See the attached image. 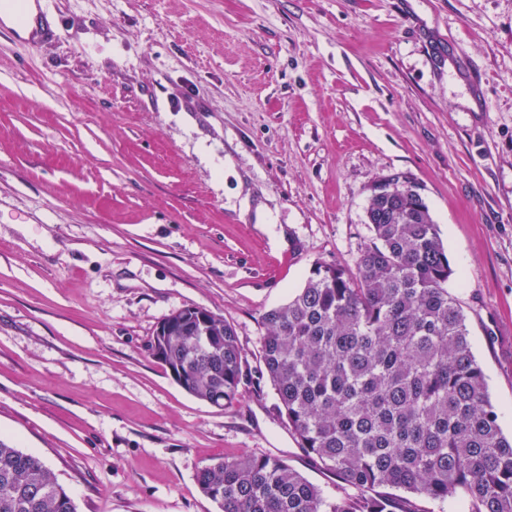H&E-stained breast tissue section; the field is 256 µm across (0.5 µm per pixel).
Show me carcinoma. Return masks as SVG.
I'll return each instance as SVG.
<instances>
[{"instance_id": "carcinoma-1", "label": "carcinoma", "mask_w": 512, "mask_h": 512, "mask_svg": "<svg viewBox=\"0 0 512 512\" xmlns=\"http://www.w3.org/2000/svg\"><path fill=\"white\" fill-rule=\"evenodd\" d=\"M356 270L318 263L262 317L261 359L300 448L358 494L328 499L285 461L243 454L196 475L217 512H415L391 488L470 512H512V438L502 433L453 275L417 187L392 175L368 200ZM173 380L216 407L253 384L236 328L187 306L150 344ZM0 512H76L45 461L0 439Z\"/></svg>"}]
</instances>
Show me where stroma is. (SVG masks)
<instances>
[{"instance_id":"obj_1","label":"stroma","mask_w":512,"mask_h":512,"mask_svg":"<svg viewBox=\"0 0 512 512\" xmlns=\"http://www.w3.org/2000/svg\"><path fill=\"white\" fill-rule=\"evenodd\" d=\"M35 53L0 21V438L76 512H215L196 474L299 447L262 377L265 312L355 267L375 182L413 181L512 434V0H53ZM263 206L268 223L242 217ZM233 323L229 407L148 345L173 311Z\"/></svg>"}]
</instances>
